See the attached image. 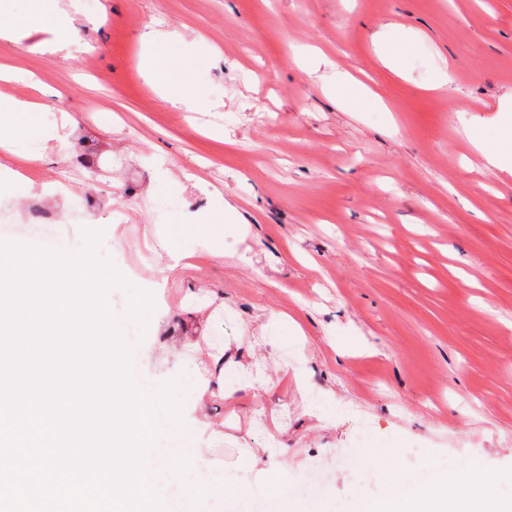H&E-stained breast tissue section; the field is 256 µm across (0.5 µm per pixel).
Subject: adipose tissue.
I'll return each mask as SVG.
<instances>
[{"mask_svg": "<svg viewBox=\"0 0 512 512\" xmlns=\"http://www.w3.org/2000/svg\"><path fill=\"white\" fill-rule=\"evenodd\" d=\"M27 14L30 25L51 28L53 38L39 44L40 52L53 54L64 48L74 36L72 18L58 6L57 0H30ZM168 34L156 31L141 38V71L149 83L161 91L184 82L185 61L166 50ZM58 128L40 121L36 104L17 99L0 98V147L9 153L35 159L32 147L58 138ZM236 208L223 201L211 210L205 224L193 227L184 221V213H177L175 224L169 225L161 246L172 261L185 257L189 234L193 230L219 235L223 224L233 221ZM357 459L367 472L374 475L381 486L375 494L358 495L352 512H512V473L498 479L487 474L482 456L447 461L428 454L417 469L406 470L401 451L389 448L378 451L361 448Z\"/></svg>", "mask_w": 512, "mask_h": 512, "instance_id": "1", "label": "adipose tissue"}]
</instances>
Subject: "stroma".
<instances>
[{
	"label": "stroma",
	"mask_w": 512,
	"mask_h": 512,
	"mask_svg": "<svg viewBox=\"0 0 512 512\" xmlns=\"http://www.w3.org/2000/svg\"><path fill=\"white\" fill-rule=\"evenodd\" d=\"M59 5L78 35L55 55L34 49L50 32L0 13L19 32L0 40V65L25 73L0 80V95L38 104L62 135L37 145L36 162L0 148V165L30 184L0 196V223L31 224L36 208L71 241L107 225L113 261L155 289L151 374L208 369L223 340L234 360L262 363V384L202 394V457L252 484L286 473L295 512L323 492L351 512L356 492H378L360 448L403 449L410 470L428 453L476 452L490 474L511 471L512 165L483 162L464 127L512 137L498 122L512 100V0ZM152 30L193 61L190 86L211 111H183L147 83ZM216 51L223 63L206 67ZM338 70L384 107L341 109L326 84ZM86 134L91 169L78 160ZM65 175L66 198L53 191ZM222 197L239 216L221 240L193 239L176 265L158 254L173 211L197 218ZM279 313L302 335L267 338ZM316 396L332 417L310 413Z\"/></svg>",
	"instance_id": "obj_1"
}]
</instances>
